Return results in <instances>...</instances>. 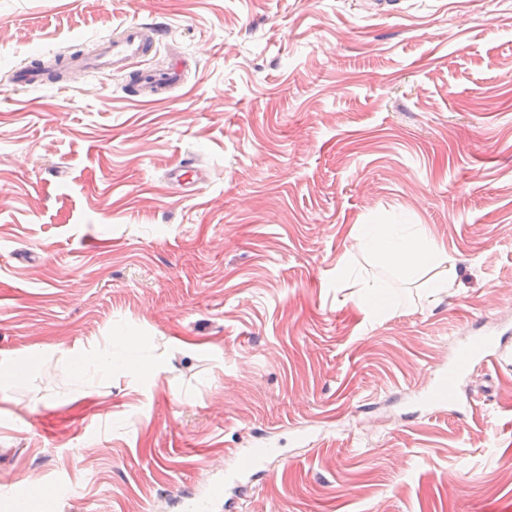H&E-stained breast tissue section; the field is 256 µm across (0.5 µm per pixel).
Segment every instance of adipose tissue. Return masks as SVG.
<instances>
[{"label":"adipose tissue","instance_id":"1","mask_svg":"<svg viewBox=\"0 0 512 512\" xmlns=\"http://www.w3.org/2000/svg\"><path fill=\"white\" fill-rule=\"evenodd\" d=\"M355 239L359 248L379 264L413 272L435 268V276L426 281L430 295L447 292L453 284L454 272L449 265L453 258L434 240L408 224H360ZM139 347L137 337L123 335L93 359L78 363L72 370V382L84 385L111 377L114 370L126 367L135 358Z\"/></svg>","mask_w":512,"mask_h":512}]
</instances>
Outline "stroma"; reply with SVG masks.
<instances>
[{
  "mask_svg": "<svg viewBox=\"0 0 512 512\" xmlns=\"http://www.w3.org/2000/svg\"><path fill=\"white\" fill-rule=\"evenodd\" d=\"M159 24L170 99L123 77L16 86L25 59ZM193 160L207 181L181 188ZM359 224H416L456 260L377 264ZM401 302L367 314L336 269ZM512 0H0V512H512V359H474L463 417L434 409L457 349L512 331ZM137 336L84 389L72 363ZM256 459L254 472L239 467ZM207 177L208 174L197 166H193V163H185L176 166L170 169L168 173L169 181L177 185L201 183L204 182ZM33 371V364L30 361L14 362L8 367L1 365L0 369V386H14L22 378L28 377Z\"/></svg>",
  "mask_w": 512,
  "mask_h": 512,
  "instance_id": "1",
  "label": "stroma"
}]
</instances>
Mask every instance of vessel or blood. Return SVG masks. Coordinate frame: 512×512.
Wrapping results in <instances>:
<instances>
[{
	"mask_svg": "<svg viewBox=\"0 0 512 512\" xmlns=\"http://www.w3.org/2000/svg\"><path fill=\"white\" fill-rule=\"evenodd\" d=\"M156 33L145 25L132 22L122 25L112 36L100 40L95 50L88 55L64 57L63 62L70 74L79 73H121L127 78L131 95L145 100H162L184 83L186 67L182 59H174L165 69L141 67L142 59L149 57L156 49ZM207 174L193 164L185 163L170 169L168 179L177 185L204 182ZM503 343H484L477 350H460L452 366L436 388L438 401L457 398L459 375L471 361L472 353H480L484 359L499 360L511 350Z\"/></svg>",
	"mask_w": 512,
	"mask_h": 512,
	"instance_id": "obj_1",
	"label": "vessel or blood"
}]
</instances>
